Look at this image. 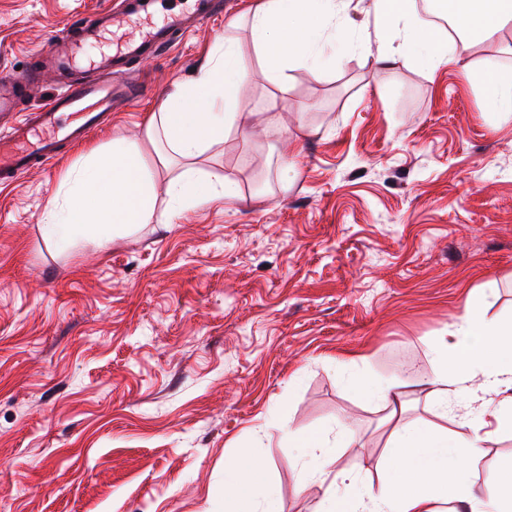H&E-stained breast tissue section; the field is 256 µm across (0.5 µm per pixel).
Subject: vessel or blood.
Returning a JSON list of instances; mask_svg holds the SVG:
<instances>
[{"mask_svg": "<svg viewBox=\"0 0 512 512\" xmlns=\"http://www.w3.org/2000/svg\"><path fill=\"white\" fill-rule=\"evenodd\" d=\"M166 0H127L122 16L101 14L78 20L58 41L37 52V66L22 71L0 74V119L9 118L7 132L0 134V180H13L31 166L43 164L58 154L60 142L77 143L108 120L113 108L139 94L137 85L120 76L126 62L145 53H159L193 28V19H204L221 6L220 0H196L194 17L168 11L162 26L143 29L138 37L116 49L111 57V71L92 79H73L38 111L19 113L18 100L37 86L46 69L60 73L72 70L78 50L100 37L102 31L117 19L137 22L152 15ZM77 114L78 120L60 127L62 113Z\"/></svg>", "mask_w": 512, "mask_h": 512, "instance_id": "1", "label": "vessel or blood"}]
</instances>
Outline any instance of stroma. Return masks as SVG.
<instances>
[{"instance_id":"1","label":"stroma","mask_w":512,"mask_h":512,"mask_svg":"<svg viewBox=\"0 0 512 512\" xmlns=\"http://www.w3.org/2000/svg\"><path fill=\"white\" fill-rule=\"evenodd\" d=\"M226 0L161 53L130 63L142 87L79 145L0 185V512H224V469L269 464L280 512H315L291 431L335 435L346 467L375 469L386 414L345 386L336 360L373 377L430 370L427 342L481 289L512 317V114L485 111L469 70L512 73V21L448 41L436 72L355 47L372 0H351L315 74L293 64L287 99ZM120 0H0V71L25 69L64 27ZM236 41L243 105L202 168L232 200L155 223L47 230L46 205L90 149L141 141L148 117L220 36ZM287 157L280 167L279 157Z\"/></svg>"}]
</instances>
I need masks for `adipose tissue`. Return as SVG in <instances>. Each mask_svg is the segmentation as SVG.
I'll list each match as a JSON object with an SVG mask.
<instances>
[{
  "label": "adipose tissue",
  "instance_id": "1",
  "mask_svg": "<svg viewBox=\"0 0 512 512\" xmlns=\"http://www.w3.org/2000/svg\"><path fill=\"white\" fill-rule=\"evenodd\" d=\"M461 30L484 34L512 18V0H447ZM347 0H256L229 26L249 22L265 73L280 99H287L290 63L321 72L327 44L343 25ZM377 60L436 70L448 64V44L420 19L409 0H373ZM486 111L512 113V75L485 64L472 72ZM245 74L238 48L227 39L208 51L187 82L177 85L150 115L145 141L165 142L181 165L167 181L171 209L230 199L229 179L210 180L199 160L228 128L248 129L252 115L242 105ZM158 194L140 143L113 140L74 170L47 204L49 227L76 233L92 227L154 222ZM484 302L467 306L458 323L429 344L431 367L414 382L386 381L354 371V359L341 360L345 382L360 397L380 402L391 427L387 454L375 478L341 467L339 447L353 440L351 430L335 437L320 431L292 432L302 481L320 484L317 512H512V485L482 460L488 444L512 434V319H490ZM426 392L439 417L449 405L462 408L460 436L420 419L406 417V395ZM264 459L248 455L224 470V512H277L273 488L262 480Z\"/></svg>",
  "mask_w": 512,
  "mask_h": 512
}]
</instances>
